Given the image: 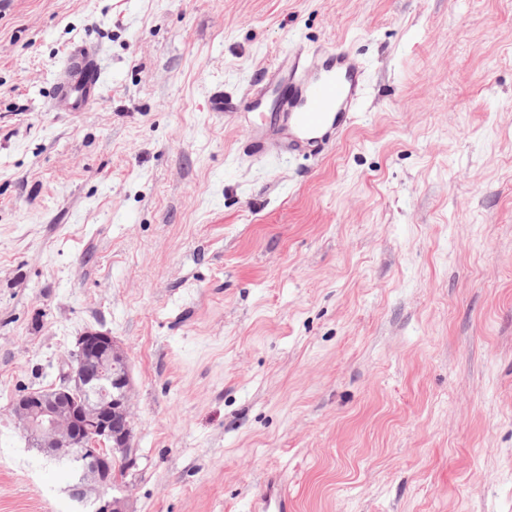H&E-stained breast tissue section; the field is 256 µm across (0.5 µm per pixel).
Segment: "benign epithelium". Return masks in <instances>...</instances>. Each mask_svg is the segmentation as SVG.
<instances>
[{
    "mask_svg": "<svg viewBox=\"0 0 512 512\" xmlns=\"http://www.w3.org/2000/svg\"><path fill=\"white\" fill-rule=\"evenodd\" d=\"M130 361L112 335L86 329L58 364L56 381L14 398L25 414L22 429L29 445L69 464L70 496L91 503L92 512H130L129 499L117 496L113 464L135 460L129 419Z\"/></svg>",
    "mask_w": 512,
    "mask_h": 512,
    "instance_id": "1",
    "label": "benign epithelium"
}]
</instances>
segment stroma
Wrapping results in <instances>:
<instances>
[{"mask_svg":"<svg viewBox=\"0 0 512 512\" xmlns=\"http://www.w3.org/2000/svg\"><path fill=\"white\" fill-rule=\"evenodd\" d=\"M100 100L56 112L69 47ZM343 46L357 118L249 157L208 109ZM126 350L133 512H512V0H10L0 11V512H76L11 402ZM253 509L258 512H288V496L282 492L275 478L267 481L264 491L253 503Z\"/></svg>","mask_w":512,"mask_h":512,"instance_id":"35a3bbf8","label":"stroma"}]
</instances>
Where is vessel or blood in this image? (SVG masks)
Returning <instances> with one entry per match:
<instances>
[{
    "instance_id": "obj_1",
    "label": "vessel or blood",
    "mask_w": 512,
    "mask_h": 512,
    "mask_svg": "<svg viewBox=\"0 0 512 512\" xmlns=\"http://www.w3.org/2000/svg\"><path fill=\"white\" fill-rule=\"evenodd\" d=\"M103 80L98 50L83 42L71 46L54 81V109L86 111L100 99ZM363 91V70L348 50L301 47L267 71L243 102L219 88L210 97L209 109L235 118L245 110L260 111L250 142L252 156L276 149L317 160L334 149L352 123ZM253 506L256 512H288V498L272 478Z\"/></svg>"
}]
</instances>
